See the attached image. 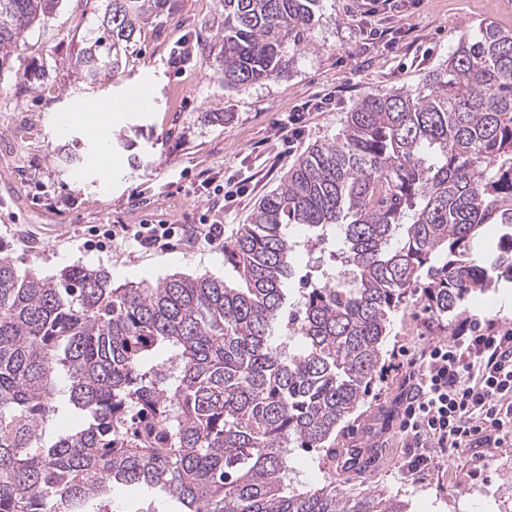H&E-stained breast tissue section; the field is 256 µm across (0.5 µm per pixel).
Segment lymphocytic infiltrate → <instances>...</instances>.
Listing matches in <instances>:
<instances>
[{
  "label": "lymphocytic infiltrate",
  "instance_id": "lymphocytic-infiltrate-1",
  "mask_svg": "<svg viewBox=\"0 0 512 512\" xmlns=\"http://www.w3.org/2000/svg\"><path fill=\"white\" fill-rule=\"evenodd\" d=\"M91 234L102 249L119 236L145 249H165L176 239L213 246L223 242L224 224L210 206L193 224H104ZM402 385L397 429L419 451L413 472L427 469L428 448L512 441V328L462 320L448 341L429 343L407 358Z\"/></svg>",
  "mask_w": 512,
  "mask_h": 512
}]
</instances>
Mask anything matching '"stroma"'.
I'll return each mask as SVG.
<instances>
[{
	"mask_svg": "<svg viewBox=\"0 0 512 512\" xmlns=\"http://www.w3.org/2000/svg\"><path fill=\"white\" fill-rule=\"evenodd\" d=\"M101 7V0H63L0 68V252L19 270L47 276L101 266L116 285L174 273L236 281L226 247L297 158L336 136L359 99L422 85L481 24L512 29V0H379L371 11L362 0H324L289 66L237 91L225 89L217 62L200 51L224 25L219 0H170L168 13L138 35L121 72L90 86L74 59ZM145 79L152 105L113 119L112 178L102 181L93 168L95 135L80 124L59 134L57 121L77 103L122 99ZM306 103L297 135L283 143L281 120ZM68 153L75 163L65 162ZM206 177L242 185L224 203L222 246L144 252L118 241L100 252L76 240L91 225L192 223L208 205ZM466 309L512 327V284L475 293ZM454 324L430 318L418 300L393 315L372 389L341 424L335 458L322 468L314 454L296 450L293 488L324 486L332 473L341 492L396 497L407 512H512V445L433 448L429 468L414 474L411 451L391 424L402 352L448 339Z\"/></svg>",
	"mask_w": 512,
	"mask_h": 512,
	"instance_id": "1",
	"label": "stroma"
}]
</instances>
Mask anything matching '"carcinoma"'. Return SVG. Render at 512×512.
I'll return each instance as SVG.
<instances>
[{
    "instance_id": "carcinoma-1",
    "label": "carcinoma",
    "mask_w": 512,
    "mask_h": 512,
    "mask_svg": "<svg viewBox=\"0 0 512 512\" xmlns=\"http://www.w3.org/2000/svg\"><path fill=\"white\" fill-rule=\"evenodd\" d=\"M62 0H0V69ZM79 51L92 85L119 71L168 0H104ZM224 87L279 75L323 0H220ZM486 224L505 232L497 243ZM341 236L344 279L289 301L292 228ZM236 285L175 273L112 284L103 267L20 272L0 254V512H114L115 489L180 512H406L336 479L290 488L296 448L335 452L368 395L393 313L435 318L512 282V30L463 37L415 89L369 94L298 158L231 250ZM82 422L65 427L71 415Z\"/></svg>"
}]
</instances>
